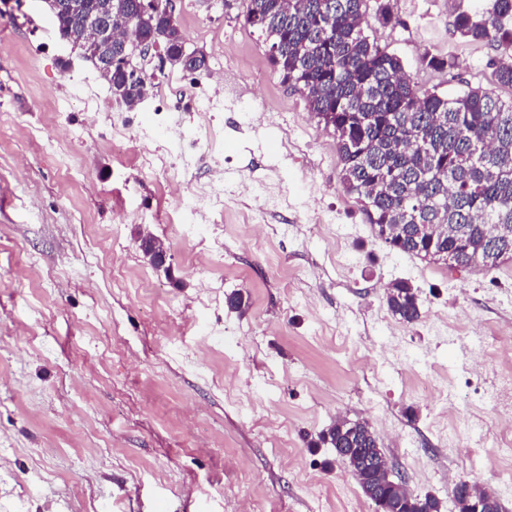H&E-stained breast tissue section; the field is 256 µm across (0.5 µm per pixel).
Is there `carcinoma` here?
I'll return each instance as SVG.
<instances>
[{"mask_svg": "<svg viewBox=\"0 0 512 512\" xmlns=\"http://www.w3.org/2000/svg\"><path fill=\"white\" fill-rule=\"evenodd\" d=\"M369 0H242L246 21L269 42L283 83L305 96L314 115L333 129L340 182L356 197L368 223L390 249L429 263L494 269L512 261V100L481 88L448 95L422 89L399 57L365 34ZM115 18H131L136 0H112ZM164 17L141 21L139 40L169 27ZM455 31L498 52L494 77L512 87V0L489 11L458 13ZM422 65L453 69L456 59L433 54ZM112 68V84L133 108L140 83ZM391 313L421 317L418 289L388 287ZM368 424L338 419L319 435L327 448H373ZM411 512H439L432 495L411 499Z\"/></svg>", "mask_w": 512, "mask_h": 512, "instance_id": "obj_1", "label": "carcinoma"}]
</instances>
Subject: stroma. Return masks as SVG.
Wrapping results in <instances>:
<instances>
[{
  "label": "stroma",
  "instance_id": "35a3bbf8",
  "mask_svg": "<svg viewBox=\"0 0 512 512\" xmlns=\"http://www.w3.org/2000/svg\"><path fill=\"white\" fill-rule=\"evenodd\" d=\"M175 0L189 47L223 56L233 75L216 112L190 109L169 88L172 67L142 63L159 93L117 103L79 50L60 40L45 0L0 16V512H374L333 449L316 446L336 419L364 421L393 472L440 512H457L461 478L496 488L486 460L506 424L485 416L474 445L449 432L433 394L471 409L470 359L451 357L438 321L489 337L481 379L503 373L498 339L512 336V262L490 270L427 263L390 249L339 182L336 138L284 85L240 0ZM490 0H390L397 24L369 19L371 41L398 56L420 88L482 87L502 99L496 53L456 33L458 11ZM457 58L434 71L424 52ZM215 154L184 151L192 135ZM182 159L189 188L223 157L224 259L218 288L201 282L209 255L184 237L186 202L162 193L146 153ZM264 182L277 207L233 194ZM274 231L269 254L253 224ZM160 234L164 267L139 247ZM148 278L152 300L115 280ZM419 290L407 323L385 302L389 284ZM241 293V309L226 298ZM288 436L274 450L273 432Z\"/></svg>",
  "mask_w": 512,
  "mask_h": 512
}]
</instances>
